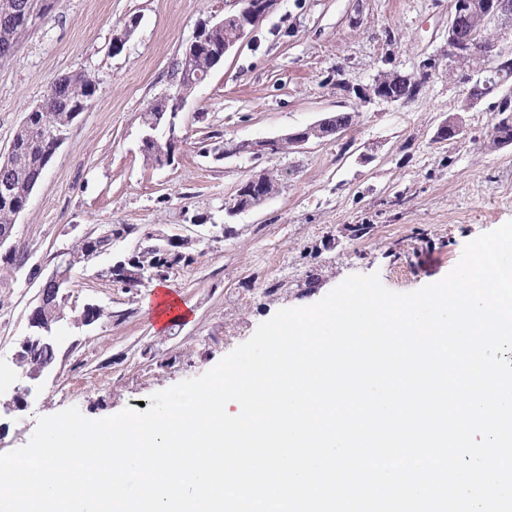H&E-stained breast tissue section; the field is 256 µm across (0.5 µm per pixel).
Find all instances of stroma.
I'll return each mask as SVG.
<instances>
[{
	"label": "stroma",
	"mask_w": 512,
	"mask_h": 512,
	"mask_svg": "<svg viewBox=\"0 0 512 512\" xmlns=\"http://www.w3.org/2000/svg\"><path fill=\"white\" fill-rule=\"evenodd\" d=\"M449 0H276L237 51L188 98L177 126L175 165L153 167L140 151V115L173 92L172 70L200 21L224 0H59L15 58L0 63V154L48 85L79 69L98 90L70 126L18 217L14 242L50 271L57 251L110 224L186 234L194 214L229 223L203 240L196 264L167 279L189 305L188 321L156 332L142 311L149 288L124 292L99 275L103 254L67 290V320L55 327L57 358L31 382L25 410L0 415V453L26 445L40 417L75 407L100 419L138 408L155 392L199 377L278 310L312 305L346 277L379 273L411 292L444 277L464 245L512 220V144L492 133L495 96L459 112L462 84L448 74ZM137 26L120 53L112 38ZM439 58L437 76L405 105L362 104L351 86L378 72L411 73ZM350 113L332 139L270 159H215L224 140L274 137L327 114ZM459 117L461 132L434 138ZM263 170L284 172L263 204L225 218L239 185ZM367 231L355 235L354 227ZM40 280L0 283V395L22 384L15 364ZM95 302L112 320L89 327L73 316Z\"/></svg>",
	"instance_id": "stroma-1"
}]
</instances>
